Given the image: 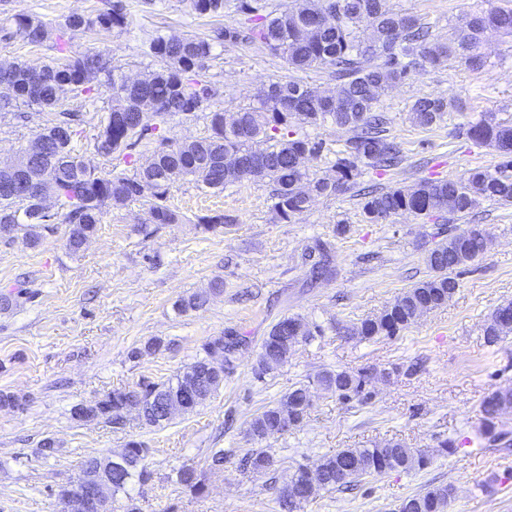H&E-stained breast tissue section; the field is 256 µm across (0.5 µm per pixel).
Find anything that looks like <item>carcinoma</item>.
<instances>
[{
  "mask_svg": "<svg viewBox=\"0 0 512 512\" xmlns=\"http://www.w3.org/2000/svg\"><path fill=\"white\" fill-rule=\"evenodd\" d=\"M488 8L465 12L453 34L444 43L434 42L428 27L409 15L390 9L387 0H294L285 10H270L261 0H238L237 11L243 15L242 27L218 26L199 36H170L156 33L148 42V55L157 67L147 80L134 83L112 65L110 50L78 55L69 50L76 32L111 30L126 24L122 0H105V8L87 14H74L53 24L36 15L18 13L12 23L0 27V39H18L28 45L53 41L57 55L33 66L15 60L0 65L10 77L11 95L0 97V119L10 115L33 121L44 112L57 116L38 124L35 137H54L59 142L55 157L37 172V190L24 196L0 186V226L10 233L24 232L26 243L37 248L43 232L60 222L69 225L66 246L79 253L95 233L104 209L119 207L141 199L148 206L151 224H177L179 215L166 199L175 185L191 179L217 191L242 181L264 182L271 187L272 210L283 222L302 216L312 200L332 195L358 175L361 164L385 170L400 159L398 144L383 134V116L378 113L381 93L403 82L416 69H439L448 58L478 70L486 57L480 46L488 33L512 35V7L486 0ZM191 10L200 16L224 14V0H189ZM334 14V21L321 24L319 18ZM251 41L281 56L295 71L328 70L336 80V93L318 92L295 78L272 79L259 89L254 101L228 116L212 109L217 94L207 72L216 44ZM104 78L109 89L106 115L101 119L95 139L96 152L116 156L130 163L133 148L146 136L153 135L166 117L175 114L203 113L209 134L189 142L168 139L159 145L133 175L99 173L76 149L74 140L83 122L81 103L91 99L92 82ZM154 106L146 120L140 118V105ZM456 102L444 96L417 98L411 106L413 122L431 127ZM330 121L354 132L348 140L346 155L336 159L335 175L319 177L310 172L303 157L318 156L323 142L297 132V126H320ZM468 137L491 146L503 158L501 166L470 169L459 179L423 180L411 188H390L370 195L362 204L364 220L376 224L393 214L441 218L450 212L469 215L482 202L512 205V125L485 115L469 124ZM54 195L56 212L43 213L42 193ZM486 248V233L479 224L461 232L450 233L427 256L430 274L401 292L380 315L358 325L336 326V332L359 340L395 337L414 325L423 312L438 309L455 293L457 270L474 261ZM302 256L311 258L310 273L315 280L331 273L330 243L321 239L305 247ZM323 334L319 325H309L300 317L278 320L263 340L254 366L262 379L278 358L276 349L313 340ZM484 335L495 345L512 335V300L504 301L489 314ZM233 340L218 337L203 346L204 356L161 382L140 383L137 387L116 388L89 406H76L77 419L102 420L118 425L131 404L142 411L144 424L161 427L171 418L165 410L179 406L190 414L224 382V370L215 371L211 359L224 357L225 370L231 369ZM371 369H336L318 373L314 382L332 392L343 404L369 403L368 385ZM311 382H300L275 403L259 412L250 423V435L258 442L287 434L301 426L310 404L307 400ZM512 405V387H498L481 401L479 435L489 444L502 441L506 434L497 428L498 404ZM126 455L113 463L103 455L86 461L83 475L102 473L112 477V495L126 491L136 479L147 482L151 474L146 466L149 449L136 440L125 445ZM456 440L446 438L433 452L408 448L387 441L373 448H341L320 460L319 482L308 483L304 466L291 477L300 491L290 499H279L283 512H300L317 491L344 490L367 478H377L395 471L425 469L434 456L455 453ZM252 473L269 474L273 461L264 448H250L242 458ZM178 484L196 495L205 493V483L193 467L176 472ZM454 488L448 484L429 485L401 500L396 512H448Z\"/></svg>",
  "mask_w": 512,
  "mask_h": 512,
  "instance_id": "obj_1",
  "label": "carcinoma"
}]
</instances>
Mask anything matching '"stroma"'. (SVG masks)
Here are the masks:
<instances>
[{
    "label": "stroma",
    "instance_id": "1",
    "mask_svg": "<svg viewBox=\"0 0 512 512\" xmlns=\"http://www.w3.org/2000/svg\"><path fill=\"white\" fill-rule=\"evenodd\" d=\"M124 28L77 33L76 53L108 49L126 74L147 75L153 59L145 43L156 30L169 35L207 34L215 26L241 21L234 4L223 16L191 13L182 0H124ZM444 39L463 12L484 8V0H389ZM103 0H0V21L24 11L53 23L101 8ZM487 66L472 71L456 59L440 70L417 69L386 92L379 107L387 132L399 143L402 161L381 170L360 165L349 189L315 199L291 222L274 214L270 188L237 182L214 191L179 182L167 200L180 221L147 223V207L132 201L104 212L96 233L78 254L66 248L68 227L54 225L42 244L24 245L21 235L0 238V390L18 397L20 408L0 409V512H54L60 487L75 483L83 463L142 441L152 478L132 482L119 501L133 500L140 512H282L270 481H285L300 464L315 466L341 448H369L397 441L430 450L453 437L456 453L435 457L423 471H398L369 478L355 489L320 491L303 512H394L406 496L432 484L455 489L448 512H512V444L480 441V403L497 387L512 385V337L488 345L484 324L502 301L512 299V205L483 202L474 213L444 220L396 214L376 224L362 216L359 188H409L421 180L461 176L475 167L496 169L490 148L466 136L470 122L493 114L512 125V38L489 34L483 47ZM209 75L218 94L212 106L232 113L252 103L269 80L291 77L285 60L260 45H218ZM442 94L458 100L442 121L420 127L409 110L417 97ZM109 92L99 86L83 110L77 148L99 171L133 174L132 166L95 150V138ZM203 116L175 115L158 137L142 140L134 154L145 162L159 138L173 141L206 136ZM324 150L307 162L320 176L346 149L350 131L325 123L305 130ZM221 214L226 224L205 230L197 219ZM479 224L489 244L457 277L447 304L426 313L398 336L358 340L337 335L334 323H358L380 315L403 291L430 270L427 255L441 241L440 224ZM332 244V276L312 280L301 260L314 237ZM210 291L201 310L179 312L175 303ZM300 316L325 333L297 345L287 362L265 378L253 366L265 336L279 319ZM233 334L241 344L220 388L199 409L152 427L126 414L119 425L78 421L71 410L91 404L112 389L144 380L164 381L203 354L205 343ZM159 348L137 355L147 342ZM417 365L411 375L376 380L365 406L340 403L313 388L304 423L266 441L273 459L270 476L244 471L240 458L254 447L252 418L295 384L322 370H377ZM56 450L41 456L42 440ZM223 451L224 464L211 457ZM200 472L204 495L176 481L179 467Z\"/></svg>",
    "mask_w": 512,
    "mask_h": 512
}]
</instances>
